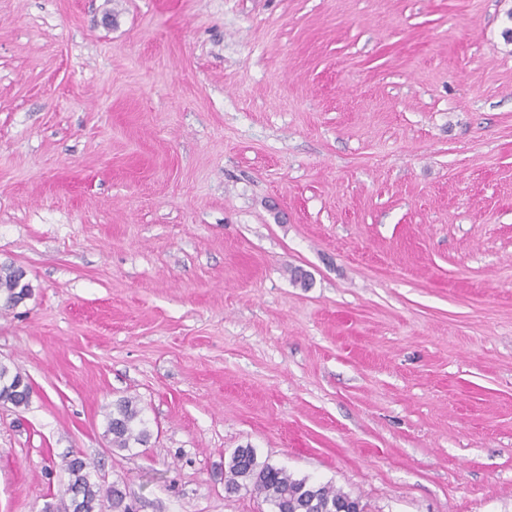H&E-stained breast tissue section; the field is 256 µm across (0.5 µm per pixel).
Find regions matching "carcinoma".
Segmentation results:
<instances>
[{"label": "carcinoma", "instance_id": "carcinoma-1", "mask_svg": "<svg viewBox=\"0 0 512 512\" xmlns=\"http://www.w3.org/2000/svg\"><path fill=\"white\" fill-rule=\"evenodd\" d=\"M20 267H0V307L9 310L30 295L28 282L22 280ZM32 389L22 372L0 364V402L16 408L30 403ZM106 436L111 447L128 450L132 445H146L151 431L142 417V409L132 398L112 404L106 416ZM226 490L254 492L263 497L272 512H363L360 500L338 491L327 483L306 477L295 478L284 469L257 460L252 448H237L227 463ZM94 464L75 455L66 461L67 485L56 512H101L105 495L95 480Z\"/></svg>", "mask_w": 512, "mask_h": 512}]
</instances>
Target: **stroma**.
Returning a JSON list of instances; mask_svg holds the SVG:
<instances>
[{
    "mask_svg": "<svg viewBox=\"0 0 512 512\" xmlns=\"http://www.w3.org/2000/svg\"><path fill=\"white\" fill-rule=\"evenodd\" d=\"M512 0H0V512H512ZM308 274L295 281V269ZM131 397L148 445L112 449ZM23 274L20 267H0V308L13 309L31 295L25 278L20 282ZM32 389L19 369L12 371L0 364V402L15 408L27 407ZM226 490L262 496L272 512H363L358 498L327 483L294 478L283 468L259 462L253 448H238L227 463ZM94 464L80 455L66 461L67 485L56 512H100L105 495L95 480Z\"/></svg>",
    "mask_w": 512,
    "mask_h": 512,
    "instance_id": "35a3bbf8",
    "label": "stroma"
}]
</instances>
